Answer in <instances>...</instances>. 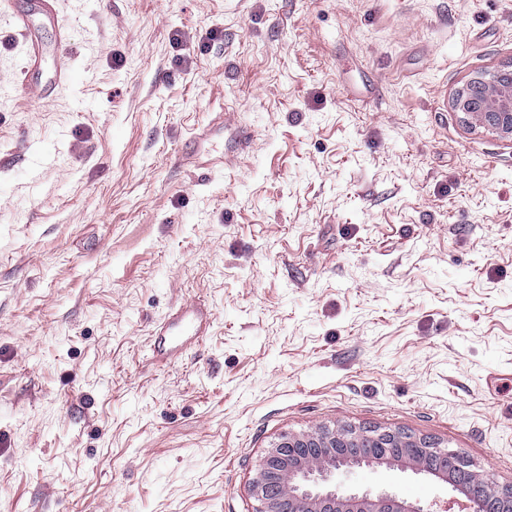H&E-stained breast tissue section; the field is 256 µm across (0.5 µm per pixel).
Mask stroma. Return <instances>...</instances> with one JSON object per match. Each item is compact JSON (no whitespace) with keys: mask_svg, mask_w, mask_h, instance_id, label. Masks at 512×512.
<instances>
[{"mask_svg":"<svg viewBox=\"0 0 512 512\" xmlns=\"http://www.w3.org/2000/svg\"><path fill=\"white\" fill-rule=\"evenodd\" d=\"M15 4L0 512H256L268 448L335 425L512 485V138L452 104L512 67V0H57L38 74ZM60 55L66 83L22 92ZM219 112L202 178L179 158ZM197 298L208 335L156 364V322ZM343 490L470 512L401 465Z\"/></svg>","mask_w":512,"mask_h":512,"instance_id":"1","label":"stroma"}]
</instances>
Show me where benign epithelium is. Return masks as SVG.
Segmentation results:
<instances>
[{
    "instance_id": "benign-epithelium-1",
    "label": "benign epithelium",
    "mask_w": 512,
    "mask_h": 512,
    "mask_svg": "<svg viewBox=\"0 0 512 512\" xmlns=\"http://www.w3.org/2000/svg\"><path fill=\"white\" fill-rule=\"evenodd\" d=\"M453 105L472 126L511 138L512 71L471 79ZM391 461H401L419 474L451 477L463 488H480L473 512H512V488L492 485L463 453L443 449L428 438L378 428L325 427L284 437L259 465L252 492L261 502L259 512H427L389 493L374 497L341 492L340 475Z\"/></svg>"
}]
</instances>
